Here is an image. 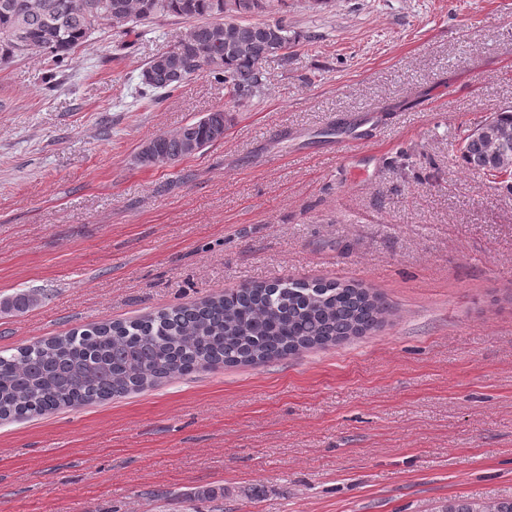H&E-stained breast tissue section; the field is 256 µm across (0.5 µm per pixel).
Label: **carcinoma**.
I'll return each instance as SVG.
<instances>
[{"mask_svg":"<svg viewBox=\"0 0 512 512\" xmlns=\"http://www.w3.org/2000/svg\"><path fill=\"white\" fill-rule=\"evenodd\" d=\"M271 11L272 0H0V66L36 52L65 67L100 24L127 34L177 17L192 22L177 51L206 62L186 79L204 74L235 102L259 93L263 63L287 58L295 44L282 17L246 20ZM484 129L462 140L460 158L467 170L493 177V170L512 167V109L497 112ZM223 139L224 109L218 108L156 136L137 160L143 166L175 163ZM39 301L37 293L20 290L0 300V311L22 313ZM389 313L383 299L353 284L277 281L128 322L94 323L0 350V419L106 400L200 368L260 364L337 344ZM442 512H512V500H454Z\"/></svg>","mask_w":512,"mask_h":512,"instance_id":"1","label":"carcinoma"}]
</instances>
